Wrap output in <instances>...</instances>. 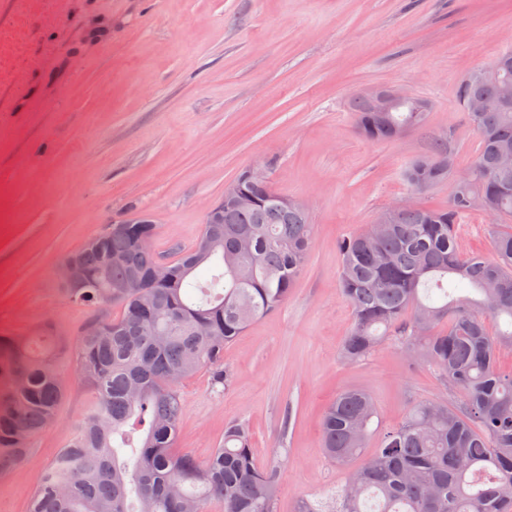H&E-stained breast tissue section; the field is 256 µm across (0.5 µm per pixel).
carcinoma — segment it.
<instances>
[{"label": "carcinoma", "instance_id": "carcinoma-1", "mask_svg": "<svg viewBox=\"0 0 512 512\" xmlns=\"http://www.w3.org/2000/svg\"><path fill=\"white\" fill-rule=\"evenodd\" d=\"M499 92L489 66L460 80L457 100L464 109ZM374 108L366 94L353 100L358 134L369 140H397L428 118ZM469 119L480 145L466 181L452 180L445 139L406 171L411 185L452 182L447 205L415 203L338 242L354 316L342 357L362 361L394 333L460 399L414 404L368 452L374 401L364 390L341 392L322 417V451L347 468L345 482L298 512H512V372L497 365L512 348V230H499L512 221V168L498 164L512 151V107ZM236 181L252 200L226 204L222 221L203 224L163 270L134 224L67 256L86 283L67 297L98 312L75 352L91 400L27 512H204L211 501L224 512H275L281 467L257 461L246 423L227 425L203 464L174 445L182 384L203 367L215 383L230 381L224 347L286 303L313 247L308 210L285 208L265 176ZM472 211L491 218L489 257L461 251L459 224ZM41 340L39 349L0 336L1 477L31 457L65 396L53 369L64 346Z\"/></svg>", "mask_w": 512, "mask_h": 512}]
</instances>
